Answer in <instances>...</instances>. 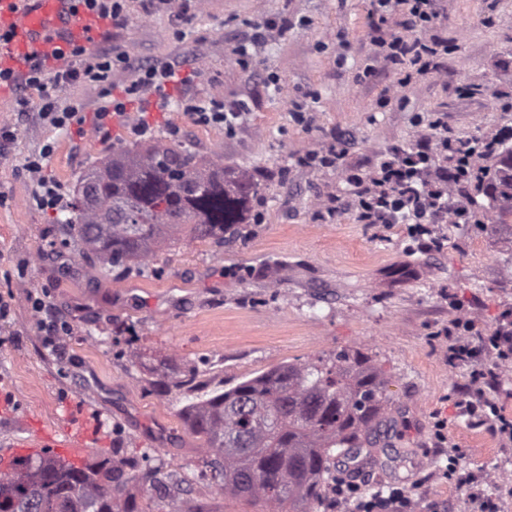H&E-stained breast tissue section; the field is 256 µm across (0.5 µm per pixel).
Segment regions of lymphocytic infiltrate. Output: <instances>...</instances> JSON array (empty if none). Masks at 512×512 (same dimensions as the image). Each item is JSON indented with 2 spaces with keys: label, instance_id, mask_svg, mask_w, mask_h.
Listing matches in <instances>:
<instances>
[{
  "label": "lymphocytic infiltrate",
  "instance_id": "lymphocytic-infiltrate-1",
  "mask_svg": "<svg viewBox=\"0 0 512 512\" xmlns=\"http://www.w3.org/2000/svg\"><path fill=\"white\" fill-rule=\"evenodd\" d=\"M380 11L402 15L399 29H381L372 40L375 57L388 65L410 64L418 71L434 68L436 60L448 52V45L439 40L425 39L423 33L438 17L434 0H376ZM67 66L48 71L45 62L30 63L25 74L12 69H0V86L20 93L22 100L36 98L40 116L56 129L70 128L78 115L73 105H61L58 93L62 89L79 85L111 87L112 75L119 70L136 68L138 79L122 88L112 98L110 108L98 113V126L108 119L123 115L128 102L141 89L165 91L167 85L177 81L179 65L167 60L134 66L130 57L117 47L99 46L94 53L73 46L67 51ZM434 145L419 144L396 148L382 155L369 172L346 166V150L333 143L319 145L299 156L298 162L307 167L339 168L347 186L345 195L335 193L326 197L328 213H337L338 203L353 208L361 224H407L415 236L429 234L434 224H476L480 218L476 210L473 191L483 181L475 158L491 157L495 151L512 141V131L502 130L491 136L462 139L448 132L442 120H434ZM54 149L44 144L28 156L27 172L35 180L36 202L41 209L58 211L64 197L59 187L44 175L45 161ZM472 323L457 318L451 329L453 343L448 348L451 361L475 357L493 359L495 365L512 362V322L502 324L480 342L471 340ZM337 507L344 512H415L413 499L402 488L388 492L367 493L360 483L342 480L335 486Z\"/></svg>",
  "mask_w": 512,
  "mask_h": 512
}]
</instances>
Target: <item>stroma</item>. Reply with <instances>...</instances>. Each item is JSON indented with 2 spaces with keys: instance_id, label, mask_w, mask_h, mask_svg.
Wrapping results in <instances>:
<instances>
[{
  "instance_id": "stroma-1",
  "label": "stroma",
  "mask_w": 512,
  "mask_h": 512,
  "mask_svg": "<svg viewBox=\"0 0 512 512\" xmlns=\"http://www.w3.org/2000/svg\"><path fill=\"white\" fill-rule=\"evenodd\" d=\"M436 9L426 36L449 52L436 70L410 75L373 61L371 0H200L178 21L129 0L113 45L136 62L167 58L193 74L169 86L167 99L144 92L102 134L94 128L110 103L102 87L61 90V103L81 105L78 131L50 127L36 101L22 108L16 93L0 90V125L18 128L0 146V297L10 305L0 322V470L21 442L60 430L78 404L98 439L73 463L109 454L149 464L176 475L184 498L207 512H263L202 475V440L186 407L271 367L358 349L385 370L390 429L356 460L335 461L333 477L358 464L368 491L402 486L417 512L435 502L467 512L468 487L442 476L449 457L460 473L493 469L512 479V445L461 407L481 393L512 415V370L492 383L473 378L489 362H448L452 319L470 316L480 337L512 313V224H436L418 239L405 224L357 223L347 207L331 216L320 198L344 193L341 171L294 163L344 138L347 164L368 171L438 118L463 139L512 126L511 108H484L486 96L512 95V0H436ZM271 19L287 29L273 30L250 67L236 65L239 40ZM271 72L281 92L267 88ZM394 84L398 92L380 105ZM187 96L239 105L235 131L197 123L179 104ZM296 101L305 122L293 114ZM140 123L149 141L223 156L252 175L257 193L236 240L219 247L189 235L149 268L110 272L67 246L56 215L37 207L24 161L53 143L45 174L68 196L100 159L140 144ZM51 320L65 324L63 335L49 336Z\"/></svg>"
}]
</instances>
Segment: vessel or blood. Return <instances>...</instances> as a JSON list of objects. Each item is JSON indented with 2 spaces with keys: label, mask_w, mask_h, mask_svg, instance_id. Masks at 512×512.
Instances as JSON below:
<instances>
[{
  "label": "vessel or blood",
  "mask_w": 512,
  "mask_h": 512,
  "mask_svg": "<svg viewBox=\"0 0 512 512\" xmlns=\"http://www.w3.org/2000/svg\"><path fill=\"white\" fill-rule=\"evenodd\" d=\"M63 0H0V20L15 27L12 49L18 57L35 55L52 57L59 44L58 32H65L72 43L89 49L98 38L91 17L86 13L67 16L62 12ZM94 434L86 418L66 425L61 438L46 436L34 441V448L47 446L70 449L92 442Z\"/></svg>",
  "instance_id": "1"
}]
</instances>
